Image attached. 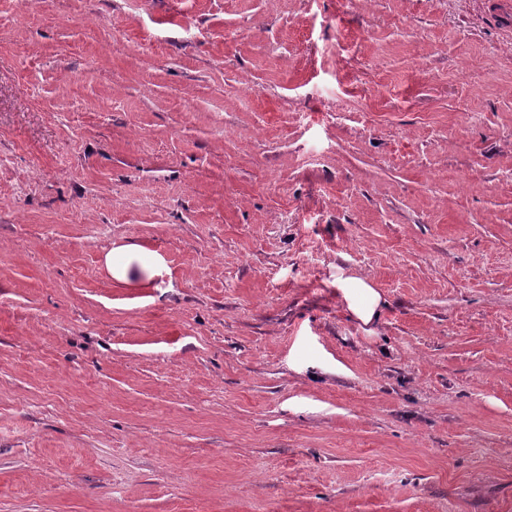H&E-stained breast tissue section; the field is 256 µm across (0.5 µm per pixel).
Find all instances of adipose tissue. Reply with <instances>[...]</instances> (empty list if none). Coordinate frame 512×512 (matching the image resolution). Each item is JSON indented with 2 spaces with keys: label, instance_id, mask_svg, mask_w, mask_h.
Listing matches in <instances>:
<instances>
[{
  "label": "adipose tissue",
  "instance_id": "obj_1",
  "mask_svg": "<svg viewBox=\"0 0 512 512\" xmlns=\"http://www.w3.org/2000/svg\"><path fill=\"white\" fill-rule=\"evenodd\" d=\"M102 267L114 281L131 287L147 288L168 275L169 269L160 253L147 252L139 244H124L105 253ZM348 313L363 326H376L385 305L382 294L359 277L338 279Z\"/></svg>",
  "mask_w": 512,
  "mask_h": 512
}]
</instances>
